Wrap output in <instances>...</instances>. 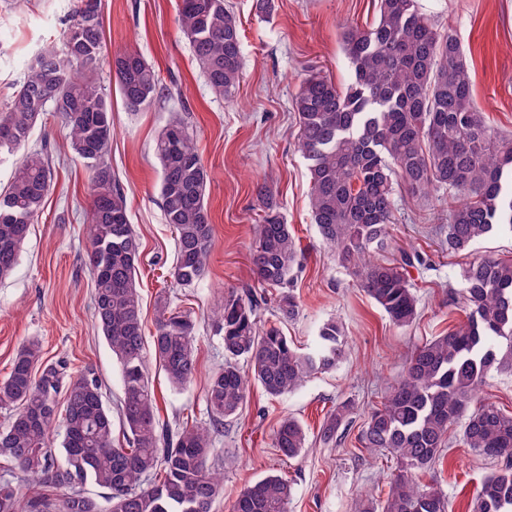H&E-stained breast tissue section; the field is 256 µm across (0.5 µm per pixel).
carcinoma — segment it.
Masks as SVG:
<instances>
[{
  "label": "carcinoma",
  "instance_id": "1",
  "mask_svg": "<svg viewBox=\"0 0 512 512\" xmlns=\"http://www.w3.org/2000/svg\"><path fill=\"white\" fill-rule=\"evenodd\" d=\"M367 29L342 33L348 82L339 87L321 74L306 77L293 99L297 151L306 161L309 208L322 244L397 327L419 316L408 268L422 262L408 246L396 260L378 262L398 206V189L416 199L448 195V251L460 253L500 230L512 233V140L486 123L475 105L466 56L457 34L421 10L418 0H378ZM100 0H72L61 45L42 49L0 108V162L15 159L0 192V281L16 268L30 226L43 210L53 172L41 151H23L47 112L65 121L74 153L90 173L88 261L94 282L97 327L116 356L123 386L122 437L94 377L65 380V364L43 361L32 338L17 350L0 382V408L10 411L0 428V458L52 494L28 493L0 478V512H212L224 494L211 470L218 427L242 409L251 382L272 397L297 390L307 378L335 368L346 340L333 319L318 331L310 352L293 349L260 311L273 300L278 321L299 312L285 291L299 266L291 227L265 187L254 193L265 209L251 252L261 291L232 293L214 312L224 345V365L209 379V424L175 429L162 421L149 381L154 360L170 386L182 390L197 373L196 324L162 305L151 345H146L137 287L140 244L118 179L106 162L112 141V107L98 74L109 65L132 111L168 92L136 48L106 59ZM179 23L193 57L213 91L230 98L242 78L237 17L226 0H180ZM159 195L176 235L172 275L192 286L205 275L213 238L206 200L207 169L187 123L171 114L155 143ZM464 319L417 346L381 404L367 414L360 442L384 453L399 475L386 498L368 494L359 512H452L437 473L453 428L465 447L498 462L470 502V512H512V412L480 391L492 373H512V261L480 255L462 269ZM246 362L241 367L240 362ZM64 404H59V395ZM353 405L331 411L321 438H333ZM61 426L62 460L51 450ZM309 436L295 418L280 420L272 446L292 459ZM91 482L107 491L106 505L86 495ZM291 487L269 475L243 488L230 512H288Z\"/></svg>",
  "mask_w": 512,
  "mask_h": 512
}]
</instances>
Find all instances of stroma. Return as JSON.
I'll use <instances>...</instances> for the list:
<instances>
[{"label": "stroma", "mask_w": 512, "mask_h": 512, "mask_svg": "<svg viewBox=\"0 0 512 512\" xmlns=\"http://www.w3.org/2000/svg\"><path fill=\"white\" fill-rule=\"evenodd\" d=\"M178 0H101L108 55L136 46L170 94L149 107L128 110L109 69L99 73L112 105V144L106 161L120 181L129 219L139 237L138 288L146 333H153L160 303L190 312L197 322L198 371L185 389H172L152 374L159 414L170 426L208 422L205 389L224 363L222 339L212 313L230 293L255 287L250 249L264 209L253 187L267 195L290 224L303 256L294 283L299 316L281 329L299 351L315 343L318 329L335 319L347 338L345 356L331 371L311 377L292 394L272 399L252 385L241 413L227 421L210 459L224 477V496L213 512H228L236 494L269 475L292 487L288 512H356L361 493L385 496L397 470L384 456H370L358 443L367 411L397 382L411 351L461 318L449 305L461 291L460 273L476 256L512 260V234L483 238L464 252L449 253L442 229L448 201L406 199L391 226V244L381 259L415 245L425 265L410 269L420 315L399 328L340 268L311 219L307 166L295 149L297 123L292 99L310 72L336 84L349 78L341 48L344 26L369 27L377 0H228L242 24L243 78L234 97L216 94L180 31ZM440 25L453 28L467 56L475 102L488 124L512 136V0H419ZM70 0H0V102L11 93L40 49L56 43ZM182 112L209 171L207 204L214 237L205 277L179 285L171 274L174 233L159 201L156 138L171 112ZM29 146L47 149L54 183L38 220L31 225L13 274L0 282V380L7 377L18 347L40 339L45 360L64 361L69 376L94 372L103 400L118 410L119 367L94 319L93 284L87 265L88 173L76 159L69 132L57 113H46ZM355 404L349 423L333 439L320 437L324 420L342 402ZM291 416L308 430L300 456L280 457L271 445L277 422ZM494 461L453 442L439 481L453 498V512H467L470 499Z\"/></svg>", "instance_id": "35a3bbf8"}]
</instances>
